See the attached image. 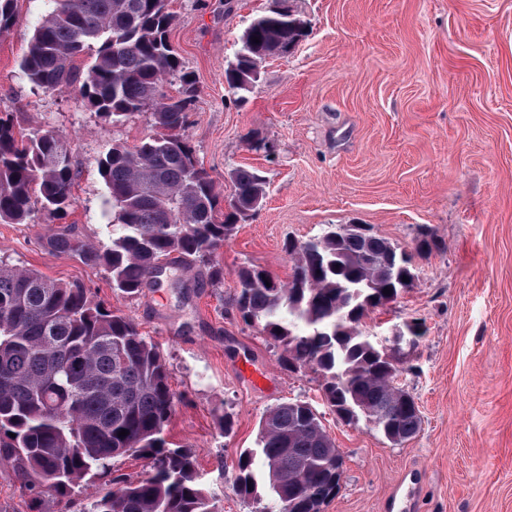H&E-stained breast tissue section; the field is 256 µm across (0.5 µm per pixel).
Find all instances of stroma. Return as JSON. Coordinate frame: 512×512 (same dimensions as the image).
I'll return each mask as SVG.
<instances>
[{"mask_svg": "<svg viewBox=\"0 0 512 512\" xmlns=\"http://www.w3.org/2000/svg\"><path fill=\"white\" fill-rule=\"evenodd\" d=\"M307 33L268 59L246 101L224 81L239 38L269 0H172L170 40L199 88L185 134L224 192L231 170L267 179L263 205L238 223L217 255L220 282L203 266L172 268L162 287L136 295L112 288L105 269L53 251L62 232L78 248L107 244L112 211L97 161L115 141L153 135L149 113L126 125L84 108L76 92H47L20 70L47 0H17L0 35V112L66 134L79 175L61 219L36 212L0 223V262L86 288L132 319L159 347L180 400L167 428L194 448L197 473L221 512H270L267 485L233 489L241 450L259 421L288 400L309 402L344 457L342 487L324 512H381L411 468L425 481L419 512H512V0H290ZM339 224H365L406 249L421 229L444 244L417 258V277L363 321L391 345L407 322L426 334L399 382L414 396L420 431L395 445L368 421L328 411L317 372H292L230 300L237 271L254 264L289 281L285 245ZM267 376L245 377L242 364ZM231 418L223 432L220 422Z\"/></svg>", "mask_w": 512, "mask_h": 512, "instance_id": "stroma-1", "label": "stroma"}]
</instances>
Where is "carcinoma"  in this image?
Here are the masks:
<instances>
[{
    "label": "carcinoma",
    "mask_w": 512,
    "mask_h": 512,
    "mask_svg": "<svg viewBox=\"0 0 512 512\" xmlns=\"http://www.w3.org/2000/svg\"><path fill=\"white\" fill-rule=\"evenodd\" d=\"M53 3L22 60L27 80L53 92L76 84L82 106L102 118L123 124L148 111L158 129L131 146L115 141L99 158L118 223L110 243L81 258L104 267L112 288L129 295L173 255L207 263L209 280L220 281L224 268L213 257L239 218L262 206L267 180L256 169L232 170V198L221 207L223 190L185 135L198 88L170 42L171 0ZM14 4L0 0L1 35L14 24ZM305 28L292 6L271 0L240 36L224 71L228 87L251 91L261 65L289 53ZM170 81L179 84L175 95L164 90ZM76 178L65 135L0 114L1 224H26L38 208L65 217ZM286 249L294 261L286 283L258 266L239 269L232 306L240 318L280 349L283 366L321 374L324 401L338 418H371L394 444L414 436L420 412L395 388L402 358L360 330L370 311L413 285V255L399 261L400 247L355 224ZM177 401L158 346L130 318L81 288L0 262V460L33 501L46 493L64 499L79 482L112 472L113 460L135 456L147 460L150 478L122 480L81 512H218L199 482L195 451L166 440ZM337 456L311 405L281 402L262 416L257 447L239 454L233 487L243 498L257 493L259 460L273 512H322L341 489Z\"/></svg>",
    "instance_id": "obj_1"
}]
</instances>
